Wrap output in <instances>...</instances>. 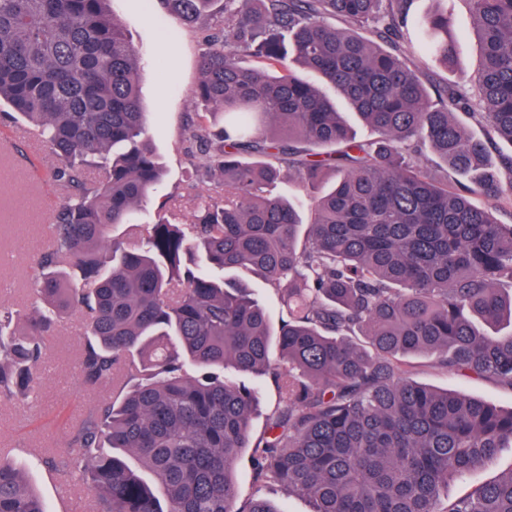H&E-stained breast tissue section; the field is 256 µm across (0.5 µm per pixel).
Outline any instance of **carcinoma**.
I'll return each instance as SVG.
<instances>
[{
    "mask_svg": "<svg viewBox=\"0 0 512 512\" xmlns=\"http://www.w3.org/2000/svg\"><path fill=\"white\" fill-rule=\"evenodd\" d=\"M109 2L0 0V112L37 130L70 190L37 261L41 306L0 309V401H33L47 337L75 313L81 386H112L44 463L96 512H279L262 496L239 504L248 448L258 490L302 495L311 512H512V474L445 497L512 448V409L418 385L403 364L432 356L512 388V329L499 330L512 325V224L473 201L512 199V155L495 165L489 150L512 145V0H466L474 89L434 97L402 54L417 39L454 59L448 0L417 21L413 0H157L200 26L202 111L186 124L217 185L192 219L163 204L151 224L135 215L164 166ZM423 144L459 184L421 165ZM330 169L334 187L315 195ZM286 175L310 194L307 222L272 193ZM248 275L276 290L279 323ZM240 374L279 392L254 442L258 394ZM0 512H49L1 453Z\"/></svg>",
    "mask_w": 512,
    "mask_h": 512,
    "instance_id": "1",
    "label": "carcinoma"
}]
</instances>
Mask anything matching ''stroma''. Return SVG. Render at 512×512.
I'll use <instances>...</instances> for the list:
<instances>
[{"label":"stroma","mask_w":512,"mask_h":512,"mask_svg":"<svg viewBox=\"0 0 512 512\" xmlns=\"http://www.w3.org/2000/svg\"><path fill=\"white\" fill-rule=\"evenodd\" d=\"M110 8L142 54L141 97L149 114L153 146L166 170L153 203L142 209L139 220L150 222L157 202L168 197L175 199L183 214H190L195 197L212 192L216 182L202 169L200 154L189 152L184 126L186 113L195 109L191 90L199 78V31L179 26L174 34H167L165 25L151 18L147 0H111ZM452 31L459 47L452 67L437 64L421 46L407 52L408 64L428 89L476 72L478 58L464 0H453ZM16 129L13 123L0 125V139L8 144L7 151H0V253L12 256L10 263L0 266V281L7 286L0 293V306L17 309L34 303L33 266L51 245L45 227L67 191L52 176L54 157L49 149L16 137ZM83 332L82 318L73 316L50 336L49 357L55 368L42 379L38 407L0 402V448L10 451L52 512H59L57 498L63 491L69 498L68 512L94 510L81 486L66 485L62 473L43 462L45 456L65 447L71 423L103 398L101 391H87L78 381ZM407 369L410 380L418 384L458 391L504 410L512 408V389L493 379L447 372L424 355L408 357ZM511 472L512 448L501 449L485 466L449 483L448 495L456 497Z\"/></svg>","instance_id":"1"}]
</instances>
